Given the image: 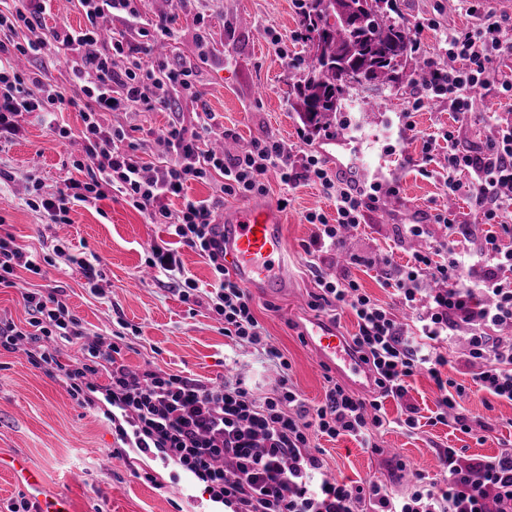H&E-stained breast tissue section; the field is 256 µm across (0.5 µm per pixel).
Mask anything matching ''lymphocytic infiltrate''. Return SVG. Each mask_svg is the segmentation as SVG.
<instances>
[{
    "label": "lymphocytic infiltrate",
    "instance_id": "lymphocytic-infiltrate-1",
    "mask_svg": "<svg viewBox=\"0 0 512 512\" xmlns=\"http://www.w3.org/2000/svg\"><path fill=\"white\" fill-rule=\"evenodd\" d=\"M51 2L15 0L12 8L0 10V29L20 24L31 32L26 44L15 47L18 55L71 52L75 84L90 101L81 112L84 153L73 165H91L95 171L88 180H69L39 196L34 209L47 223L62 224L72 206H96L115 191L151 223L167 225L180 247L208 258L215 272L209 306L225 337L262 351L279 367L280 379L258 399L240 381L212 386L159 368L137 373L123 363L119 343L105 337L90 345L86 361H61L55 342H74L84 332L57 288L24 293L27 319L21 326L0 320V347L12 350L18 343L28 344L29 363L62 380L80 403L86 392L96 389L93 376L107 371L105 399L122 417L114 426L118 439L144 453L157 451L204 483L211 497L230 512H355L360 505L369 512H512V448L483 459L465 458L457 448L440 449L442 482L417 479L413 491L399 497L373 480L347 485L325 479L323 461L309 442L314 434L332 439L347 435L360 447L372 448L371 433L384 424L380 411L388 397L398 402L404 426L416 428L409 380L422 370L438 390L435 421L451 420L467 430L464 416L457 412L464 390L442 372L448 363L444 346L462 324L471 329L467 358L479 366L474 384L512 401V336L503 334L512 329V245L501 239L512 232V127L491 126L485 143L468 149L459 148L454 132L445 133L448 191L465 195L479 212L486 226L484 245L476 251L458 250L455 216H438L451 239L440 242L434 252L413 254L391 277L400 303L412 313L411 323L398 322L356 281L321 278L317 308L347 309L356 316L358 332L352 342L371 368L381 396L368 400L334 382L324 403L311 407L290 381L287 358L268 344L250 293L224 263V234L214 212L225 197L265 195V175L272 169L288 186L307 180L319 183L335 198L336 217L312 211L305 219L316 227V251L327 254L340 248L344 229L357 227L365 209L376 206L379 182L360 190L341 186L320 156L293 154L271 137L254 140L236 155L218 153L210 149L211 140L231 137L232 132L208 111L197 113L189 129L173 120L153 138L157 161H146L145 143L131 141L124 128L107 121V113L165 110L175 95L197 96V72L190 65L144 67L143 54L157 37L171 33L162 22L151 30L141 27L145 0H78L85 27L48 33L42 20ZM107 12L122 15L128 30L104 42L97 20ZM468 12L475 25L445 38L455 68L430 60L431 78L415 97L414 108L441 99L458 119H465L471 90L493 80L502 94L512 97V79H496L494 68L498 57L512 53V17L486 9L484 0H468ZM5 52L0 44V149L21 138L27 115L39 111L53 116L75 104L64 88L16 69ZM118 58L126 61L120 70L114 67ZM464 173L469 176L465 182L460 179ZM191 181L215 183L214 197L188 198L180 209H170L168 197L180 195ZM148 264L171 281L182 299L197 294L199 286L185 272L178 249L154 246ZM24 271L38 275L42 268L12 234H0V288L18 287ZM427 278L441 281L442 289L422 292L420 285Z\"/></svg>",
    "mask_w": 512,
    "mask_h": 512
}]
</instances>
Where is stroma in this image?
<instances>
[{
  "label": "stroma",
  "instance_id": "1",
  "mask_svg": "<svg viewBox=\"0 0 512 512\" xmlns=\"http://www.w3.org/2000/svg\"><path fill=\"white\" fill-rule=\"evenodd\" d=\"M397 4L406 23L436 20V28L417 34L427 58L443 55L448 32L474 23L465 0ZM298 12L297 0H147L143 26L163 19L172 31L166 53L153 57V64L196 61L201 96L176 97L168 111L111 112L107 120L138 140L146 131L165 130L173 117L189 122L206 109L233 131L237 150L253 139L274 136L292 152H316L333 175L350 185L377 178L383 186H398V195H382L376 207L366 210L361 226L346 234L339 255L313 256L308 248L316 228L305 216L311 211L335 216L333 200L314 183L293 188L281 182L277 171L266 175V202H287L283 233L292 263L287 292L254 295L253 310L269 343L288 359L296 390L315 406L323 401L331 374L316 361L302 334L306 319L317 315L311 303L320 292L318 273L355 280L374 301L408 321V312L385 280L382 258L390 255L403 265L414 252L442 240L446 229L435 223L437 214L454 213L463 224L478 223L480 216L465 196L449 194L440 176L424 175L417 167L423 135L447 130L452 120L441 100L410 112L419 86L409 77L356 92L352 109L337 113L335 127L317 135L305 131L288 96L302 70L286 63L287 56L305 55ZM475 95L487 108L460 129L463 149L482 144L489 124H512V99L500 95L496 86L479 88ZM58 121L70 130L68 141L58 140L35 112L26 118L23 139L0 151V227L40 259L54 257L53 248L60 243L70 252L95 255L104 272V292L92 293L76 270L54 258L44 275L25 272L19 287L0 288V319L23 323V292L58 288L85 331L82 339L59 348L63 361L82 359L99 337L119 334L131 370L158 367L208 384L237 376L256 395L270 392L279 378L273 362L249 347L229 344L206 301L183 302L177 292L153 280L145 261L153 244L169 241L165 225L149 223L117 193L95 208L72 207L65 224L45 223L27 206L33 187L50 193L65 179L85 180L91 173L72 166L82 144L79 108L62 112ZM409 121L414 130L406 129ZM412 224L423 225V234H410ZM470 334L466 326L456 330L445 368L465 389L460 412L470 433L431 422L437 393L422 372L409 381V396L420 414L414 430L400 426L401 410L388 398L382 409L386 422L374 434L376 450L361 448L349 436H312V447L322 451L325 473L354 484L378 480L403 494L415 474L440 479L438 449L458 448L465 457L485 458L512 447V402L477 390L472 381L477 367L464 361ZM97 383L90 402L78 404L61 380L33 368L22 351L0 348V455H22L40 469L46 494L66 500L70 512H224L202 482L118 440L104 416L106 375H99Z\"/></svg>",
  "mask_w": 512,
  "mask_h": 512
}]
</instances>
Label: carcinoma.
Wrapping results in <instances>:
<instances>
[{
	"label": "carcinoma",
	"mask_w": 512,
	"mask_h": 512,
	"mask_svg": "<svg viewBox=\"0 0 512 512\" xmlns=\"http://www.w3.org/2000/svg\"><path fill=\"white\" fill-rule=\"evenodd\" d=\"M396 0H304L299 27L307 46L303 82L294 88L293 110L314 135L330 126L351 93L397 79L409 63L424 82L413 29L395 17Z\"/></svg>",
	"instance_id": "cac0c4a2"
}]
</instances>
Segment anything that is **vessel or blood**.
<instances>
[{"instance_id":"obj_1","label":"vessel or blood","mask_w":512,"mask_h":512,"mask_svg":"<svg viewBox=\"0 0 512 512\" xmlns=\"http://www.w3.org/2000/svg\"><path fill=\"white\" fill-rule=\"evenodd\" d=\"M284 218L270 205H246L225 213L222 220L224 249L233 261L237 280L264 295H276L288 287V253L282 234ZM320 362L337 374L351 378L360 391L372 384V374L354 354L347 337L324 319L311 320L306 331ZM0 467L22 481L34 504L33 512H68L64 499L44 494L43 478L20 456H0Z\"/></svg>"}]
</instances>
